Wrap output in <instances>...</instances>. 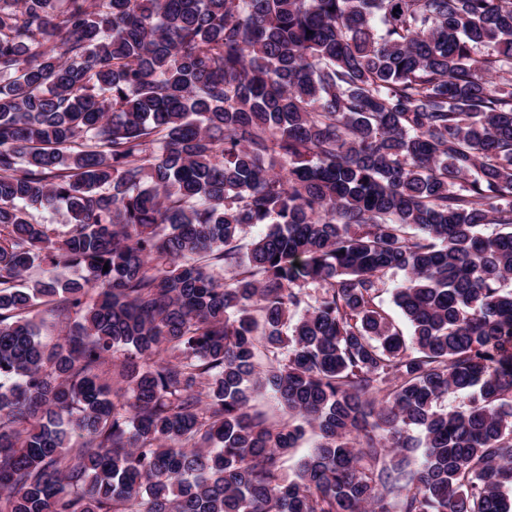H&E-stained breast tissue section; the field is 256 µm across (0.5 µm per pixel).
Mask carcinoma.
<instances>
[{"label": "carcinoma", "mask_w": 512, "mask_h": 512, "mask_svg": "<svg viewBox=\"0 0 512 512\" xmlns=\"http://www.w3.org/2000/svg\"><path fill=\"white\" fill-rule=\"evenodd\" d=\"M509 283L512 0H0V512H512ZM251 404V411L263 416L269 424L278 425L288 417L267 389L260 388Z\"/></svg>", "instance_id": "carcinoma-1"}]
</instances>
